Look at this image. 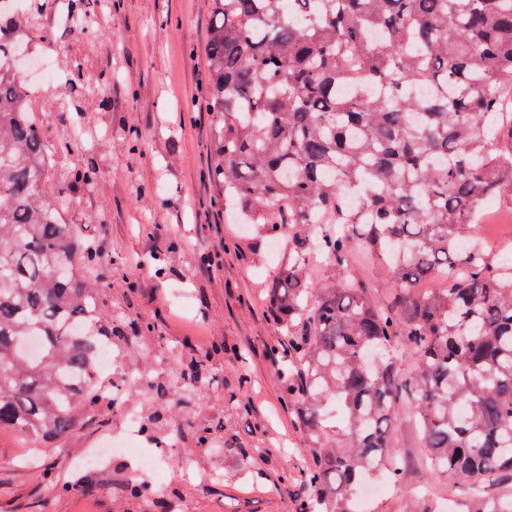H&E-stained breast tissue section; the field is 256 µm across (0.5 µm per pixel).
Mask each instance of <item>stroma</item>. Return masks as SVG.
<instances>
[{"label":"stroma","instance_id":"35a3bbf8","mask_svg":"<svg viewBox=\"0 0 512 512\" xmlns=\"http://www.w3.org/2000/svg\"><path fill=\"white\" fill-rule=\"evenodd\" d=\"M66 11L96 16L93 31L74 40L56 10L29 33L58 81L74 62L88 79L111 76L104 111L64 112L59 90L35 94L53 152L46 187L67 201L66 223L113 264L96 269L104 323L123 315L127 363L152 366L166 398L129 399L140 416L159 413L163 429L184 439L163 460L173 512H295L311 442L295 403L268 355L280 327L266 287L288 263L287 247L235 223L210 206L212 113L206 112L209 0H67ZM86 128L89 146L62 150L72 125ZM92 172L84 190L75 170ZM148 317V337H130V320ZM199 388L186 394L169 382L203 354ZM211 426L233 451L197 448L195 424ZM119 414L104 404L82 419L76 435L49 456L26 454L20 436L0 432V512H136L123 491L133 463L113 456L107 472L80 468L77 457L110 438ZM394 451L405 464L404 493L372 501V512H448V479L428 467L419 429L400 410ZM58 488L45 489L43 472Z\"/></svg>","mask_w":512,"mask_h":512}]
</instances>
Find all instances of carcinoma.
<instances>
[{
	"label": "carcinoma",
	"mask_w": 512,
	"mask_h": 512,
	"mask_svg": "<svg viewBox=\"0 0 512 512\" xmlns=\"http://www.w3.org/2000/svg\"><path fill=\"white\" fill-rule=\"evenodd\" d=\"M35 13L3 14L26 35ZM205 66L215 123L210 177L222 200L274 240L288 265L268 284L281 317L272 361L311 439L296 512H357L404 405L456 512H512V261L463 235L512 187V0H210ZM0 42V430L34 452L71 439L105 391L92 377L100 324L92 269L107 258L63 222L43 189L49 146ZM67 80L75 110L107 106L106 86ZM376 259L395 286L378 302L351 274ZM315 262L338 278L310 280ZM446 285L425 293L436 275ZM413 369L403 374L399 359ZM346 443L323 441V401ZM142 512L163 499L142 482Z\"/></svg>",
	"instance_id": "1"
}]
</instances>
